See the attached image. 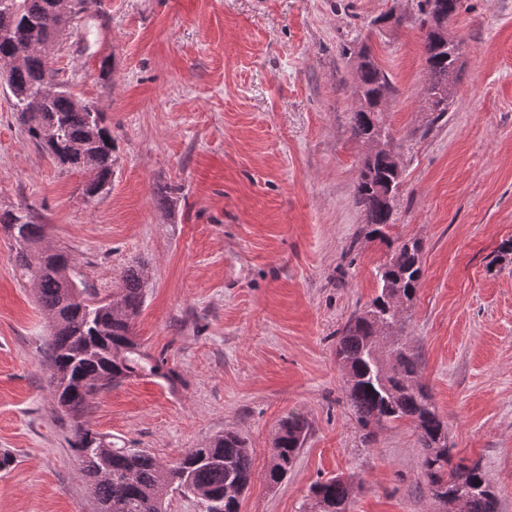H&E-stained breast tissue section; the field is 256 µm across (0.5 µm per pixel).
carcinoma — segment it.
I'll return each mask as SVG.
<instances>
[{
	"label": "carcinoma",
	"mask_w": 512,
	"mask_h": 512,
	"mask_svg": "<svg viewBox=\"0 0 512 512\" xmlns=\"http://www.w3.org/2000/svg\"><path fill=\"white\" fill-rule=\"evenodd\" d=\"M56 0H0V61H9L29 44L25 57L9 69L8 85L14 112L27 135L67 168H88L92 179L86 194L95 197L112 184L114 141L97 105L77 99L66 82L56 80L47 53L36 47L55 28L90 11L93 0H71L64 20L52 12ZM460 0H417L421 23L429 17L457 15ZM428 83L435 92L448 84V72L462 71L457 57L424 36ZM393 91L388 74L369 51L357 53L354 94L366 104L354 107L352 136L365 142L387 130L377 99ZM397 181L388 153L364 156L353 200L365 216L366 235L388 241L395 201L383 189ZM0 229L15 241L16 265L31 280L51 320L48 344L49 386L60 410L73 420L70 447L78 471L90 485L98 512H165L166 489L193 499L198 512H239V497L251 482L252 460L246 440L233 431L215 437L204 448H191L171 464L139 448H121L81 421L89 401L87 386L101 383L108 391L138 376L172 379L163 361L141 350L132 323L147 290L141 265L121 273V287L107 295L91 288L75 273L74 259L61 250H42L46 225L28 212L3 211ZM379 294L345 326L336 344V358L347 372L346 400L357 422L378 429L409 421L422 450L421 470L430 496L465 498L464 512H499V500L477 462L451 464L448 423L420 382V353L403 342L406 320L394 306L410 305L422 277L421 251L404 242L378 270ZM309 424L300 414L284 418L273 438L266 482L280 484L303 448ZM318 512H347L350 484L330 478L312 488Z\"/></svg>",
	"instance_id": "obj_1"
}]
</instances>
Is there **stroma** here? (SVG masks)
<instances>
[{"mask_svg":"<svg viewBox=\"0 0 512 512\" xmlns=\"http://www.w3.org/2000/svg\"><path fill=\"white\" fill-rule=\"evenodd\" d=\"M463 69L448 119L428 126L415 0H101L48 59L105 111L112 188L28 138L0 89V211L30 208L50 245L101 293L143 264L134 332L174 382L129 379L83 419L170 462L217 434L247 440L239 512H312L314 484H351L349 512H440L412 424L367 436L336 342L380 288L390 243L423 247L403 336L448 422L453 460L479 462L512 512V0H461L448 27ZM395 92L384 121L402 166L388 242L366 235L353 190L354 51ZM49 318L0 232V512H97L48 387ZM310 431L287 478L263 475L289 413Z\"/></svg>","mask_w":512,"mask_h":512,"instance_id":"35a3bbf8","label":"stroma"}]
</instances>
